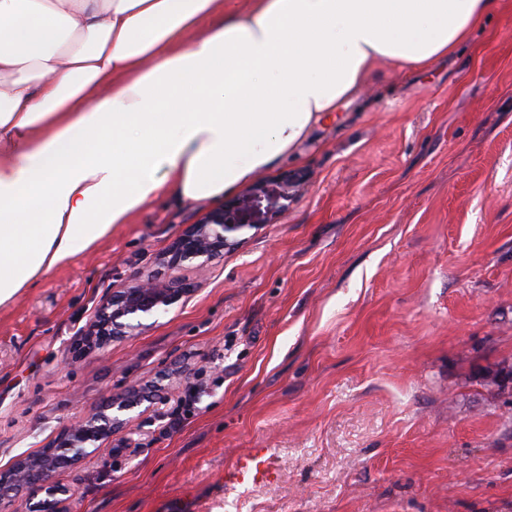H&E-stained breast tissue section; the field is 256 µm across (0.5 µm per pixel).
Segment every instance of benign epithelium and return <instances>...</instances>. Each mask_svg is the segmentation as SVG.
<instances>
[{
	"mask_svg": "<svg viewBox=\"0 0 512 512\" xmlns=\"http://www.w3.org/2000/svg\"><path fill=\"white\" fill-rule=\"evenodd\" d=\"M240 228L239 224L224 223V212H215L205 222L189 226L173 242L167 253L168 263L175 267L193 263L195 268L201 269L223 255L226 233ZM182 292L181 288H160L150 280H143L112 295L98 309L88 348L102 349L112 340L128 335L133 328L129 319L150 314L160 306L171 305ZM135 407L137 401L132 397L119 402L112 400L103 412L80 419L68 427L56 439L54 447L64 451L68 463L74 464L83 455L81 448L86 443L112 436V432L123 424L120 414ZM57 469V461L47 456L32 455L19 459L13 466L14 476L0 481V504L14 500L16 493L30 488L49 496V499L30 506L34 512H65L57 507L56 496L64 493L53 482Z\"/></svg>",
	"mask_w": 512,
	"mask_h": 512,
	"instance_id": "1",
	"label": "benign epithelium"
}]
</instances>
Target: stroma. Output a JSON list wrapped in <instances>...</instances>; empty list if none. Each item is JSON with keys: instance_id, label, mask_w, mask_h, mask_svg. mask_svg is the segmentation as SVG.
Segmentation results:
<instances>
[{"instance_id": "35a3bbf8", "label": "stroma", "mask_w": 512, "mask_h": 512, "mask_svg": "<svg viewBox=\"0 0 512 512\" xmlns=\"http://www.w3.org/2000/svg\"><path fill=\"white\" fill-rule=\"evenodd\" d=\"M221 207L238 230L202 270L164 254L212 205L163 197L0 305V472L132 391L57 471L66 512H512V0L447 59L377 65ZM175 277L85 350L105 299ZM253 448L276 478L227 480Z\"/></svg>"}]
</instances>
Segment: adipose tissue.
Here are the masks:
<instances>
[{
    "mask_svg": "<svg viewBox=\"0 0 512 512\" xmlns=\"http://www.w3.org/2000/svg\"><path fill=\"white\" fill-rule=\"evenodd\" d=\"M502 4L0 0V304L159 197L220 201Z\"/></svg>",
    "mask_w": 512,
    "mask_h": 512,
    "instance_id": "1",
    "label": "adipose tissue"
}]
</instances>
